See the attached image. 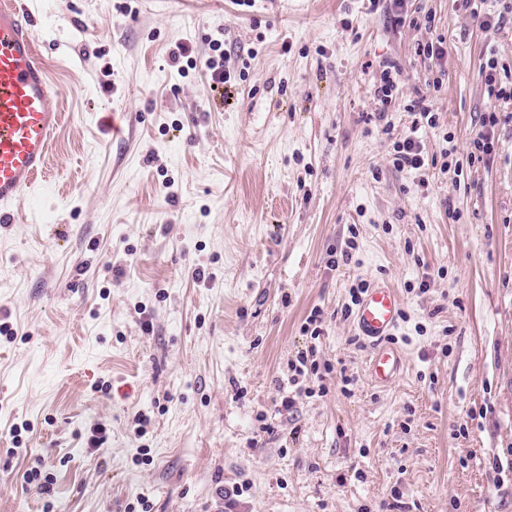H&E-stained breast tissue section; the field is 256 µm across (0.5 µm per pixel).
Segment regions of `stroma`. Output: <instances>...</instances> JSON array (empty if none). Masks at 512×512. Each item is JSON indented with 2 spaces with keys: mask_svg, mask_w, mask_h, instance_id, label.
Segmentation results:
<instances>
[{
  "mask_svg": "<svg viewBox=\"0 0 512 512\" xmlns=\"http://www.w3.org/2000/svg\"><path fill=\"white\" fill-rule=\"evenodd\" d=\"M25 4L66 120L0 223V512H224L236 487V512H512V114L467 160L512 19L480 28L463 0ZM216 41L227 95L200 66ZM417 101L438 128L415 129ZM414 130L429 160L396 169ZM361 284L401 304L385 386L345 313ZM395 68L394 65L386 66L385 69L381 71L379 81L374 86V98L377 101L378 108V118L379 120H384L385 112H389V108L393 101V95L397 88L396 82L391 76L392 71L390 69ZM314 356V350H307V352H301L295 362L290 364L291 371L294 372L289 382L292 386L299 384V379L310 378L313 375H317L318 368L314 359L309 357Z\"/></svg>",
  "mask_w": 512,
  "mask_h": 512,
  "instance_id": "1",
  "label": "stroma"
}]
</instances>
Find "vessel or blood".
<instances>
[{"label":"vessel or blood","instance_id":"obj_1","mask_svg":"<svg viewBox=\"0 0 512 512\" xmlns=\"http://www.w3.org/2000/svg\"><path fill=\"white\" fill-rule=\"evenodd\" d=\"M55 90L41 60L29 10L21 0H0V222L14 220V207L45 173L64 123ZM401 308L388 285L367 289L354 314L359 335L374 343L371 376L381 384L397 376L401 357L388 339Z\"/></svg>","mask_w":512,"mask_h":512}]
</instances>
